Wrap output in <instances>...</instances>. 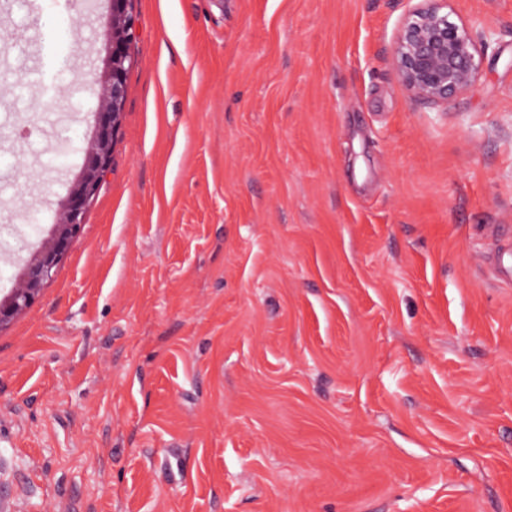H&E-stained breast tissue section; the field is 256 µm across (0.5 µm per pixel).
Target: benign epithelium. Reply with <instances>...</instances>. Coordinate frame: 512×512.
<instances>
[{"instance_id": "7a95c632", "label": "benign epithelium", "mask_w": 512, "mask_h": 512, "mask_svg": "<svg viewBox=\"0 0 512 512\" xmlns=\"http://www.w3.org/2000/svg\"><path fill=\"white\" fill-rule=\"evenodd\" d=\"M109 2L101 67L88 72L89 83L98 89V105L84 161L59 203L49 239L25 261L17 287L0 296V329L28 308L55 278L59 264L83 229L88 203L101 188L126 97L133 27L132 0ZM446 6L448 0H418L395 36L393 67L398 79L412 100L434 107H446L465 97L481 70L471 32L449 21L448 14L442 12Z\"/></svg>"}]
</instances>
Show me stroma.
Listing matches in <instances>:
<instances>
[{
    "instance_id": "stroma-1",
    "label": "stroma",
    "mask_w": 512,
    "mask_h": 512,
    "mask_svg": "<svg viewBox=\"0 0 512 512\" xmlns=\"http://www.w3.org/2000/svg\"><path fill=\"white\" fill-rule=\"evenodd\" d=\"M416 4L133 0L103 186L0 329L11 512H512V0H448L482 65L445 109L392 67ZM106 13L0 0L1 296Z\"/></svg>"
}]
</instances>
